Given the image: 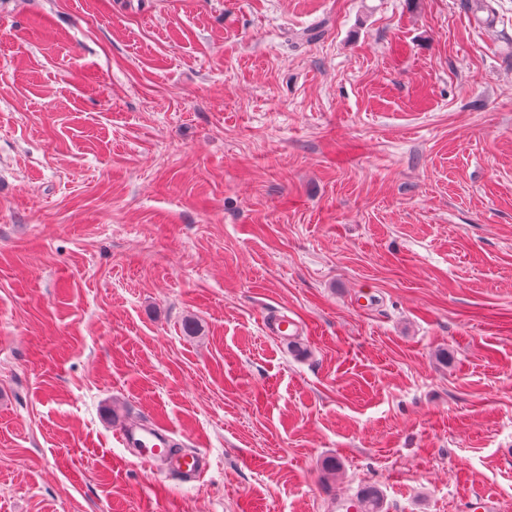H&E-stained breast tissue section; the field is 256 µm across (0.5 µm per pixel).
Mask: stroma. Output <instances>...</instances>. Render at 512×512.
Masks as SVG:
<instances>
[{"instance_id": "obj_1", "label": "stroma", "mask_w": 512, "mask_h": 512, "mask_svg": "<svg viewBox=\"0 0 512 512\" xmlns=\"http://www.w3.org/2000/svg\"><path fill=\"white\" fill-rule=\"evenodd\" d=\"M494 8L0 0V512H512ZM120 441L132 448L138 462L151 474L161 471L160 465H167L183 482L192 483L201 478L209 469L208 457L202 452L170 455L169 448L175 439L167 431L138 422H128L119 429Z\"/></svg>"}]
</instances>
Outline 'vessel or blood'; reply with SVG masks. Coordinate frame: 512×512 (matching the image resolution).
I'll return each mask as SVG.
<instances>
[{
  "mask_svg": "<svg viewBox=\"0 0 512 512\" xmlns=\"http://www.w3.org/2000/svg\"><path fill=\"white\" fill-rule=\"evenodd\" d=\"M120 441L132 448L139 463L150 473H157L160 465H167L183 482L192 483L208 470L205 453L172 454L175 444L169 432L138 422H128L119 429Z\"/></svg>",
  "mask_w": 512,
  "mask_h": 512,
  "instance_id": "vessel-or-blood-1",
  "label": "vessel or blood"
}]
</instances>
